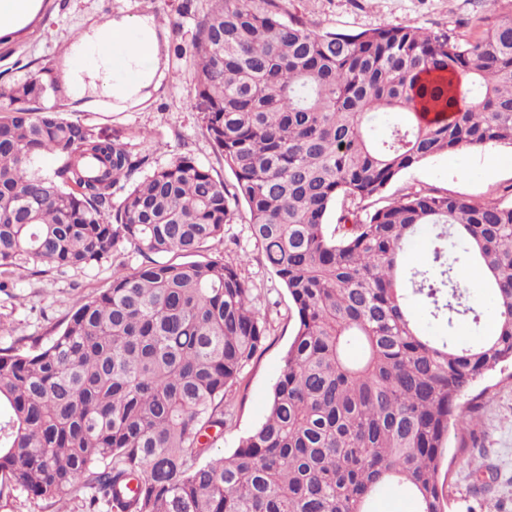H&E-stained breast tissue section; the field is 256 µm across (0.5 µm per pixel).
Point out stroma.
<instances>
[{
  "instance_id": "stroma-1",
  "label": "stroma",
  "mask_w": 512,
  "mask_h": 512,
  "mask_svg": "<svg viewBox=\"0 0 512 512\" xmlns=\"http://www.w3.org/2000/svg\"><path fill=\"white\" fill-rule=\"evenodd\" d=\"M288 13L314 26L338 32L411 25L445 31L458 39L475 37L490 0H282ZM211 0H41L36 16L0 42V89L58 67L66 48L85 19L107 21L118 14L153 15L164 30L166 69L159 91L146 106L127 112H96L71 106L66 93L52 103L67 118L94 126L146 156L149 166L174 155L191 154L232 188L235 177L213 151L195 107L196 66L188 51L196 25ZM426 189L480 202L512 201V149L464 151L426 160L405 171L385 189L382 198L362 202L364 211ZM214 254L236 265L247 282L252 304L266 320L268 338L242 371L231 401V417L215 446L231 453L242 436L265 417L271 387L291 341L295 314L287 289L268 269L250 236L245 207H238ZM111 263L91 270L52 271L15 281L0 292V347L21 337L49 338L78 298L106 288ZM480 396L472 431L451 438L441 478L450 496V512H512V364H506L476 386Z\"/></svg>"
}]
</instances>
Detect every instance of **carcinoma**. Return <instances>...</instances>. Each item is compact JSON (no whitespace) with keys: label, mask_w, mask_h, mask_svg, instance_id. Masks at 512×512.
<instances>
[{"label":"carcinoma","mask_w":512,"mask_h":512,"mask_svg":"<svg viewBox=\"0 0 512 512\" xmlns=\"http://www.w3.org/2000/svg\"><path fill=\"white\" fill-rule=\"evenodd\" d=\"M191 54L231 195L191 155L146 173L119 140L35 106L53 81L0 92V290L96 268L123 242L143 258L115 265L46 343L0 348V502L63 503L82 487L108 512H372L396 488L417 512H448L442 460L473 422L459 400L512 363V203L419 190L327 218L338 197H378L427 159L512 148V0L463 42L409 25L323 31L280 0H213ZM231 197L296 321L265 419L223 455L210 432L268 335L237 268L198 259L224 239ZM425 224L428 261L410 269ZM476 264L498 328L460 345L456 324L480 322L462 277ZM411 293L447 335L426 333Z\"/></svg>","instance_id":"carcinoma-1"}]
</instances>
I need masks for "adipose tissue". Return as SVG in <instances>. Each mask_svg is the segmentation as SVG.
Listing matches in <instances>:
<instances>
[{
	"mask_svg": "<svg viewBox=\"0 0 512 512\" xmlns=\"http://www.w3.org/2000/svg\"><path fill=\"white\" fill-rule=\"evenodd\" d=\"M162 36L147 14L89 22L71 43L60 75L68 97L80 106L112 112L145 104L164 75ZM110 42L120 49L108 57L101 48Z\"/></svg>",
	"mask_w": 512,
	"mask_h": 512,
	"instance_id": "ef3b65f1",
	"label": "adipose tissue"
}]
</instances>
